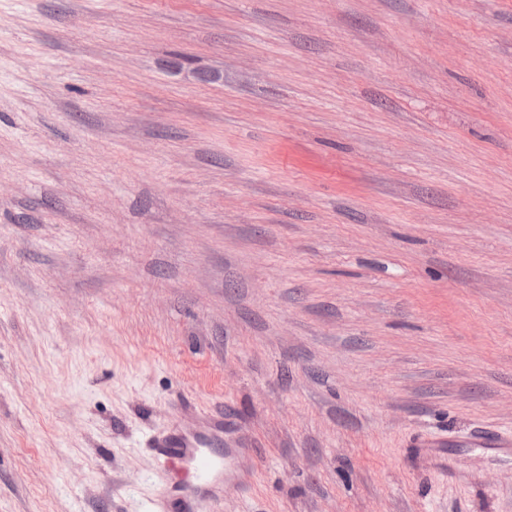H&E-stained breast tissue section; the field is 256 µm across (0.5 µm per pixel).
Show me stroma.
I'll list each match as a JSON object with an SVG mask.
<instances>
[{
	"instance_id": "35a3bbf8",
	"label": "stroma",
	"mask_w": 512,
	"mask_h": 512,
	"mask_svg": "<svg viewBox=\"0 0 512 512\" xmlns=\"http://www.w3.org/2000/svg\"><path fill=\"white\" fill-rule=\"evenodd\" d=\"M512 512V0H0V512ZM200 425L189 432H181L152 441L156 448L161 472H188L191 480L184 485H177L185 512H192L199 505L201 493L216 490L209 500L218 503L224 494V485L219 482L224 470V408L214 407L204 411L200 416ZM469 443L488 452L501 456H512V433L495 429L481 428L469 436Z\"/></svg>"
}]
</instances>
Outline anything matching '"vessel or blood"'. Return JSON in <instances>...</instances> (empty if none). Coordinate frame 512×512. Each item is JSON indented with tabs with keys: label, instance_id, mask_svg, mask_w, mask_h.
Here are the masks:
<instances>
[{
	"label": "vessel or blood",
	"instance_id": "b4317fda",
	"mask_svg": "<svg viewBox=\"0 0 512 512\" xmlns=\"http://www.w3.org/2000/svg\"><path fill=\"white\" fill-rule=\"evenodd\" d=\"M223 435L224 409L218 406L201 414L197 429L153 442L162 473L190 475L189 481L177 488L185 512H195L201 494H210L215 502L224 494L218 485L224 469ZM469 442L497 456H512L511 432L481 428L470 434Z\"/></svg>",
	"mask_w": 512,
	"mask_h": 512
}]
</instances>
